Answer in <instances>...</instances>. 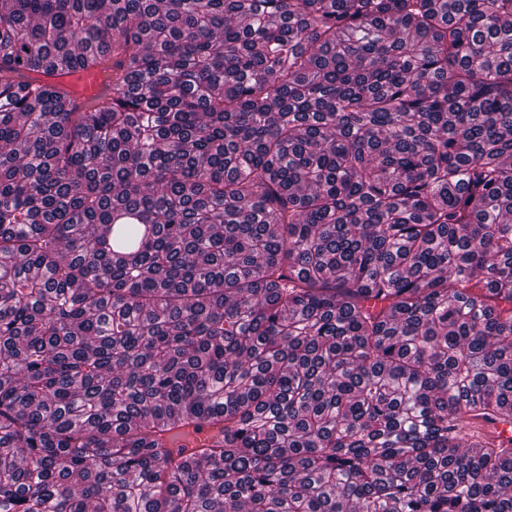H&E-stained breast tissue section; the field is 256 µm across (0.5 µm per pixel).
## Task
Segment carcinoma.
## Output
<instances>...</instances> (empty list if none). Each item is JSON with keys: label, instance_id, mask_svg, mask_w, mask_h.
Here are the masks:
<instances>
[{"label": "carcinoma", "instance_id": "carcinoma-1", "mask_svg": "<svg viewBox=\"0 0 512 512\" xmlns=\"http://www.w3.org/2000/svg\"><path fill=\"white\" fill-rule=\"evenodd\" d=\"M477 420L512 0H0V512H512ZM71 73L61 77H45V79L52 83L63 84L73 94L74 101L79 104L104 91L112 79V68Z\"/></svg>", "mask_w": 512, "mask_h": 512}]
</instances>
